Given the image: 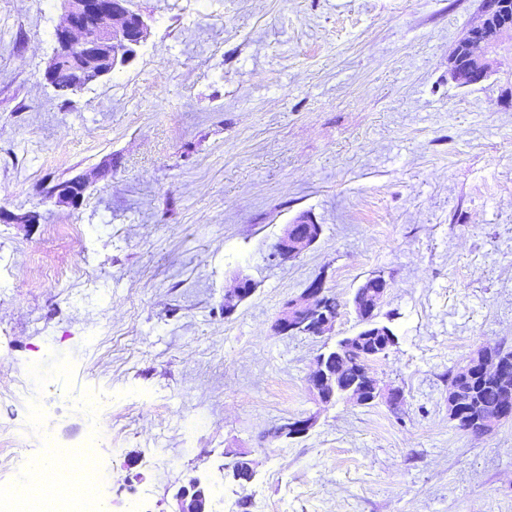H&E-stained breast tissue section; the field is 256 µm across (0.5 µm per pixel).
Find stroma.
<instances>
[{"label":"stroma","mask_w":512,"mask_h":512,"mask_svg":"<svg viewBox=\"0 0 512 512\" xmlns=\"http://www.w3.org/2000/svg\"><path fill=\"white\" fill-rule=\"evenodd\" d=\"M133 59L62 99L45 80L61 0H0V448L26 421L112 401L106 512H172L191 479L211 512H512V417L475 437L448 417V367L512 348V45L482 83L450 52L481 0H132ZM91 174L79 206L54 181ZM299 257L275 245L301 214ZM398 337L372 363L384 402L322 404L317 356L355 333L368 277ZM254 292L232 312L238 277ZM340 304L326 335H280L315 277ZM315 417L304 438L270 433ZM192 419L201 432L187 437ZM253 478L233 480L234 454ZM309 225V232L303 237L296 235V227L298 225ZM322 231L321 224H312L308 215H301L293 224H288L278 240V255L288 261L293 257H297L303 251L308 249L320 236Z\"/></svg>","instance_id":"1"}]
</instances>
